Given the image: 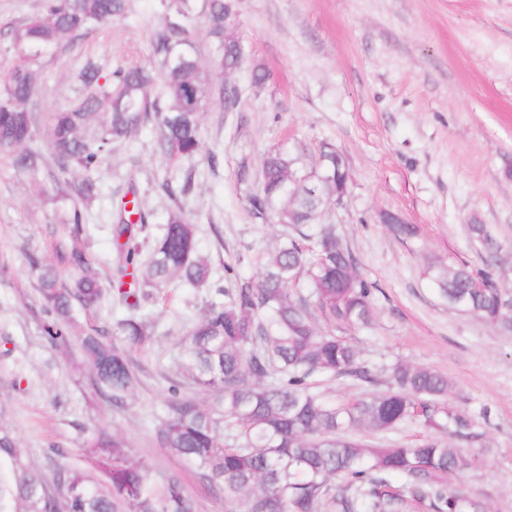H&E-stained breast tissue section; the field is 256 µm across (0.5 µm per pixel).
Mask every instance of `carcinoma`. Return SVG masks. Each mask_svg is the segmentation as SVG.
Returning <instances> with one entry per match:
<instances>
[{
  "label": "carcinoma",
  "mask_w": 512,
  "mask_h": 512,
  "mask_svg": "<svg viewBox=\"0 0 512 512\" xmlns=\"http://www.w3.org/2000/svg\"><path fill=\"white\" fill-rule=\"evenodd\" d=\"M160 6L163 26L153 36L150 66L118 67L107 77L89 59L78 74L76 99L42 116L36 112L33 65L74 47L90 28L124 16L128 0H42L38 15L12 27L13 66L0 80V156L32 178L51 166L54 184L66 183L84 198L95 193L112 146L149 124L157 153L169 162L201 152L204 112L226 98L236 101L239 90L233 86L214 99L196 41L193 0H160ZM233 14L234 0H206L204 22L228 72L243 61V41L225 34ZM303 154L296 144L262 158L260 181L247 192L250 215L291 233L268 254L257 280L237 277L223 288L213 287L210 262L197 252L193 211L186 205L168 213L162 234L142 255L138 238L148 217L139 208L136 186L128 187L133 208L121 206L113 224L119 244L112 288L120 300L174 281L224 296L209 300L185 332L179 372L194 393L172 382L159 444L196 467L203 488L224 500V512H406L412 505L424 512H485L481 502L448 483L475 463L458 442L476 434L473 418L448 407L454 384L446 375L397 362L385 391L335 403L319 390L321 378L375 381L357 348L336 335L370 325L373 309L371 285L336 225L319 223L323 206L348 186V169L330 145L316 164H306ZM467 229L480 245L484 267L430 258L425 275L450 308L512 332V288L502 284L508 253L488 225L475 222ZM65 259L75 271L66 283L53 264L34 261L43 335L55 348L78 341L96 388L123 408L135 384L127 356L99 329L77 331L76 309H97L106 288L93 257L73 249ZM301 282L310 288L307 297L291 292ZM137 306L129 304L130 313L112 329L131 347L147 343L153 330L136 314ZM319 313L329 327H320ZM206 391L223 395V401L205 405L200 394ZM409 420L438 435L415 447L366 439ZM82 452L89 467L62 462L47 478L0 427V512H118L121 506L126 512H197L178 480L149 482L146 465L129 453L121 434L101 429L83 441ZM394 475L403 479L398 489L391 485Z\"/></svg>",
  "instance_id": "obj_1"
}]
</instances>
